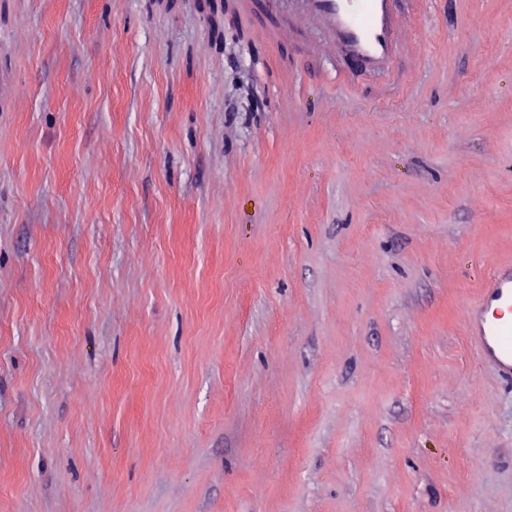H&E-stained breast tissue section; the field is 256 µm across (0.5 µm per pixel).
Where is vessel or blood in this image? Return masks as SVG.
Wrapping results in <instances>:
<instances>
[{
  "mask_svg": "<svg viewBox=\"0 0 512 512\" xmlns=\"http://www.w3.org/2000/svg\"><path fill=\"white\" fill-rule=\"evenodd\" d=\"M397 0H301V13L317 18L337 48L360 71L382 74L401 57ZM477 357L512 380V264L494 267L479 297L464 313Z\"/></svg>",
  "mask_w": 512,
  "mask_h": 512,
  "instance_id": "obj_1",
  "label": "vessel or blood"
}]
</instances>
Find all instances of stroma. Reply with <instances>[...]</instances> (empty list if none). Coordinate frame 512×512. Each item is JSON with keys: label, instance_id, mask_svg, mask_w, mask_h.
<instances>
[{"label": "stroma", "instance_id": "obj_1", "mask_svg": "<svg viewBox=\"0 0 512 512\" xmlns=\"http://www.w3.org/2000/svg\"><path fill=\"white\" fill-rule=\"evenodd\" d=\"M244 2L0 0V512H512V0ZM397 0H302L300 16L317 18L336 47L361 72L382 74L402 56ZM463 321L477 357L512 380V264L488 273L486 287L466 306Z\"/></svg>", "mask_w": 512, "mask_h": 512}]
</instances>
